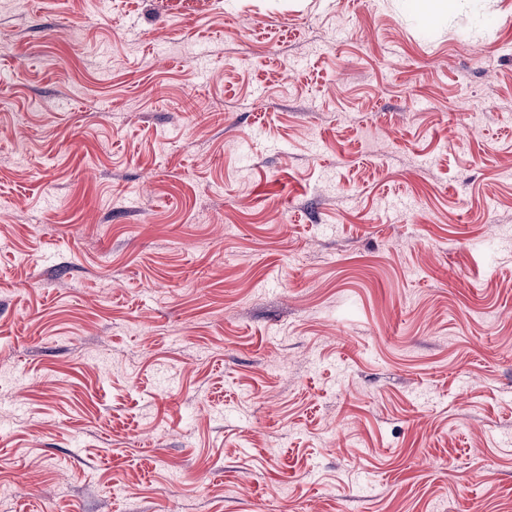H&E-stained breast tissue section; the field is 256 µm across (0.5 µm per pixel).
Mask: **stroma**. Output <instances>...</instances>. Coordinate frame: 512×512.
I'll list each match as a JSON object with an SVG mask.
<instances>
[{"instance_id":"obj_1","label":"stroma","mask_w":512,"mask_h":512,"mask_svg":"<svg viewBox=\"0 0 512 512\" xmlns=\"http://www.w3.org/2000/svg\"><path fill=\"white\" fill-rule=\"evenodd\" d=\"M0 38V512H512V0Z\"/></svg>"}]
</instances>
